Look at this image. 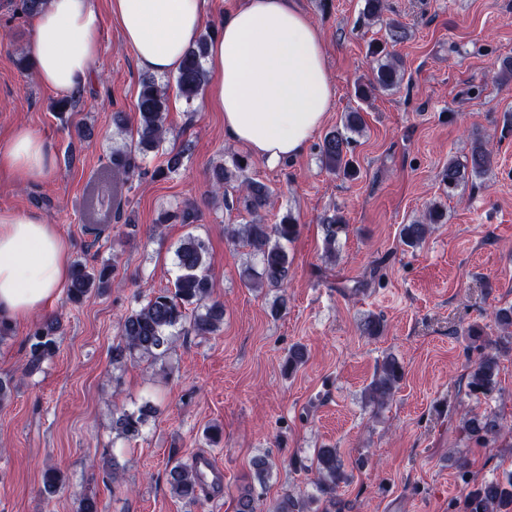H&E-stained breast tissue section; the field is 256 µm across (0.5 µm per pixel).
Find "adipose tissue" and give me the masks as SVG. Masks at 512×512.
Wrapping results in <instances>:
<instances>
[{
    "instance_id": "ef3b65f1",
    "label": "adipose tissue",
    "mask_w": 512,
    "mask_h": 512,
    "mask_svg": "<svg viewBox=\"0 0 512 512\" xmlns=\"http://www.w3.org/2000/svg\"><path fill=\"white\" fill-rule=\"evenodd\" d=\"M123 40L141 68L178 73L210 12V0H109ZM96 0H48L33 19L39 82L68 94L100 55ZM205 108L224 115L225 138L277 166L300 155L322 127L334 97L323 38L297 0H240L209 46ZM53 166L46 143L17 129L0 148V169L21 182ZM70 277L68 247L35 214L0 213V320L14 324L48 308Z\"/></svg>"
}]
</instances>
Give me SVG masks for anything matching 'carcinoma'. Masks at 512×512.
<instances>
[{
	"label": "carcinoma",
	"mask_w": 512,
	"mask_h": 512,
	"mask_svg": "<svg viewBox=\"0 0 512 512\" xmlns=\"http://www.w3.org/2000/svg\"><path fill=\"white\" fill-rule=\"evenodd\" d=\"M210 38L209 33L200 36L198 43L186 53L175 77L178 94L188 105L199 98L206 84L204 60ZM368 51L369 58L376 62V68L370 85L358 87L357 94L362 100L368 99L376 88L387 91L396 89L405 74L402 59L388 51L385 45L371 43ZM136 109L139 119L135 131V150H114L111 157L112 176L127 181L141 173L137 156H147L148 152L159 148L165 139L168 112L166 89L152 77L143 78ZM363 130L364 120L360 112L355 110L345 114L343 129L332 131L324 137L321 156L330 171L348 176L354 174L353 161L348 158V152L352 135ZM492 168V149L484 138L476 137L471 143L466 163L448 161V166L442 170L441 180L452 190L471 177L487 175ZM235 203L256 216L248 224H233L225 228L227 237L248 246L261 264V272L256 277L251 267L243 270L245 283L256 287H285L289 272L286 244L299 233L297 219L290 212L283 215L277 224H264L257 219L260 211L270 204L269 189L260 182L245 183ZM443 220L441 206L432 203L427 206L422 218L402 225L401 240L406 246L415 248L426 238L432 225ZM322 229L327 258L332 260L336 258L337 236L344 229L343 217L333 215L326 218ZM207 254L208 246L203 239L189 235L181 241L175 251L178 275L173 288L151 292L145 296L143 303L125 316L120 326L119 342L112 347V361L120 362L136 355L165 361L174 344V331L186 322L198 336L211 335L217 330L224 320V305L210 301L211 279ZM115 272L114 265L88 267L76 263L68 288L70 301L78 304L90 293L111 287ZM58 328L59 323L51 321L28 337L26 374L40 372L44 361L54 356L59 346ZM509 353H512V339L505 336L491 351L482 354L466 375L467 393L477 399L490 396L497 386L500 358ZM403 375V366L395 357L383 359L373 380L364 390L366 404L375 409L383 407L393 396ZM144 423V410H123L115 420V427L120 435L132 440L141 434ZM461 429L465 437L487 442L502 434L504 424L496 413L485 410L464 418ZM251 466L254 482L239 492L235 498L234 512H259L255 486L267 484L271 465L267 457L258 456L253 458ZM315 470L317 490L330 498L346 480L338 451L330 446L317 449ZM200 481V473L193 462L177 463L169 470L170 491L180 499L199 501L202 491ZM64 489L65 477L62 472L55 467L46 469L42 475L41 492L52 497ZM310 505L311 501L285 492L269 507L268 512H310ZM461 512H512V471L473 486L463 499Z\"/></svg>",
	"instance_id": "cac0c4a2"
}]
</instances>
